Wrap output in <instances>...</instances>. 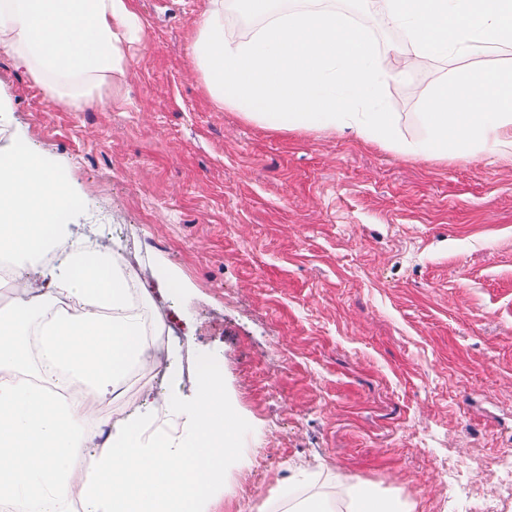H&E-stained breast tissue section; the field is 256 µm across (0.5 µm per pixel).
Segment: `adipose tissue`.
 I'll list each match as a JSON object with an SVG mask.
<instances>
[{
    "mask_svg": "<svg viewBox=\"0 0 512 512\" xmlns=\"http://www.w3.org/2000/svg\"><path fill=\"white\" fill-rule=\"evenodd\" d=\"M380 11L410 47L405 70L421 59L463 60L512 49V0H379ZM264 20L248 41L224 36V0H207L191 44L213 103L277 130L327 128L393 149L406 159L444 160L485 153L512 161V66H470L428 95L426 136L397 132L366 26L327 10H275L249 0ZM140 28L134 0H0V49L10 52L60 104L91 105L127 64L125 43ZM74 191L35 150L0 157V254L16 258L21 293L40 303L0 308V499L11 512H60L72 482L84 491L80 512H201L195 490L224 478L234 418L222 383L207 375L191 403L176 404L198 445L159 432L151 402L128 412L111 450L95 449L79 400H56L42 382L79 385L100 398L129 368L150 363L155 347L131 308L132 272L112 250L90 243L98 225L77 234L67 221ZM55 248L52 263L22 259ZM35 360L40 384L14 378ZM84 457L81 468L72 461Z\"/></svg>",
    "mask_w": 512,
    "mask_h": 512,
    "instance_id": "adipose-tissue-1",
    "label": "adipose tissue"
}]
</instances>
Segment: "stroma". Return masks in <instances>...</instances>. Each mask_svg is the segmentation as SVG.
<instances>
[{"label":"stroma","instance_id":"obj_1","mask_svg":"<svg viewBox=\"0 0 512 512\" xmlns=\"http://www.w3.org/2000/svg\"><path fill=\"white\" fill-rule=\"evenodd\" d=\"M142 30L95 105L61 107L0 50V154L43 153L138 275L143 322L211 361L237 423L205 512H346L341 478L411 512H512V162L402 158L216 107L189 51L205 0H135ZM370 26L376 0H284ZM431 59L381 95L424 138ZM178 292H171L170 281Z\"/></svg>","mask_w":512,"mask_h":512}]
</instances>
